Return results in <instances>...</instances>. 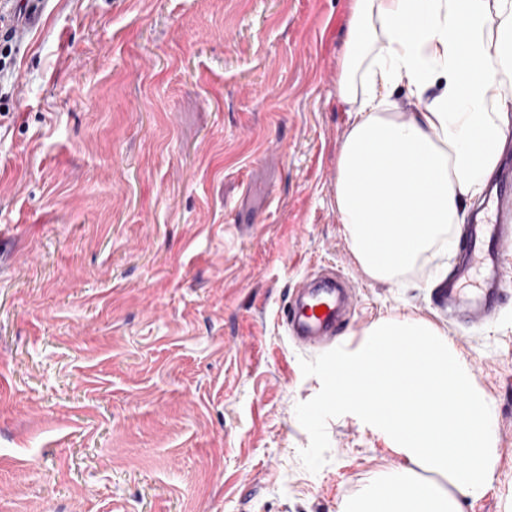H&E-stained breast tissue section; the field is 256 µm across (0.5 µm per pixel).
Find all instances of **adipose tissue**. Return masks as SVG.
Returning a JSON list of instances; mask_svg holds the SVG:
<instances>
[{"instance_id": "adipose-tissue-1", "label": "adipose tissue", "mask_w": 512, "mask_h": 512, "mask_svg": "<svg viewBox=\"0 0 512 512\" xmlns=\"http://www.w3.org/2000/svg\"><path fill=\"white\" fill-rule=\"evenodd\" d=\"M423 100L394 112L397 89ZM354 119L336 209L363 272L392 281L453 249L512 134V0H351L337 80Z\"/></svg>"}]
</instances>
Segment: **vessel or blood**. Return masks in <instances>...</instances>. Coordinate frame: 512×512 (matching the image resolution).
<instances>
[{"label": "vessel or blood", "instance_id": "vessel-or-blood-1", "mask_svg": "<svg viewBox=\"0 0 512 512\" xmlns=\"http://www.w3.org/2000/svg\"><path fill=\"white\" fill-rule=\"evenodd\" d=\"M487 202V213L469 225L466 248L438 293L440 305L452 316L473 310L491 316L512 296L504 268V250L512 243V172L502 171L492 180ZM345 291L329 274L295 288L279 312L289 337L306 347L335 337L343 322Z\"/></svg>", "mask_w": 512, "mask_h": 512}]
</instances>
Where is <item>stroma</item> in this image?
<instances>
[{
    "mask_svg": "<svg viewBox=\"0 0 512 512\" xmlns=\"http://www.w3.org/2000/svg\"><path fill=\"white\" fill-rule=\"evenodd\" d=\"M348 13L47 0L0 82V512H339L408 467L353 414L300 461L321 383L278 311L322 267L352 286L338 344L409 316L472 365L494 433L466 512H512V299L455 328L434 309L455 253L373 280L338 219Z\"/></svg>",
    "mask_w": 512,
    "mask_h": 512,
    "instance_id": "obj_1",
    "label": "stroma"
}]
</instances>
